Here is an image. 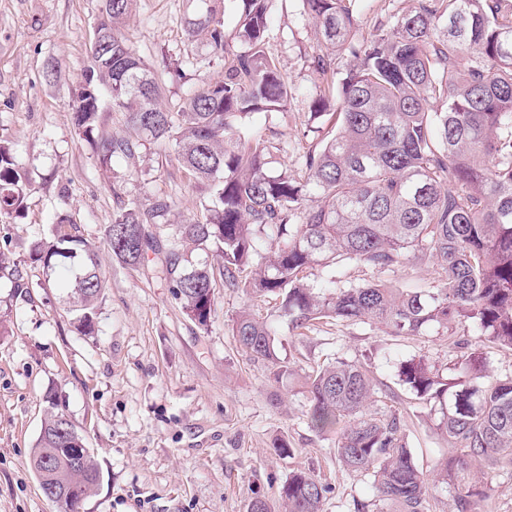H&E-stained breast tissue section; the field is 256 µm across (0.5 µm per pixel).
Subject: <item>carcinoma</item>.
I'll return each instance as SVG.
<instances>
[{"label": "carcinoma", "instance_id": "obj_1", "mask_svg": "<svg viewBox=\"0 0 512 512\" xmlns=\"http://www.w3.org/2000/svg\"><path fill=\"white\" fill-rule=\"evenodd\" d=\"M135 0H105L83 81L73 100L75 125L97 138L102 160L131 157L143 140L174 145L199 192L204 219L174 225L161 243L147 225L171 212L157 199L132 206L107 226L112 255L130 267L152 252L188 316L208 327L215 288L242 291L250 301H279L295 328L334 320L383 327L395 336H442L456 344L460 326L480 344L444 377L426 359L399 363L401 385L436 403L448 457L432 474L420 468L399 415L375 408V383L364 365L343 358L304 376L305 417L319 433H336V458L369 480L373 502L360 512H431L433 488L454 467L512 462V375L492 378L483 346L512 349V0H419V6L358 36L357 0H303L319 28L322 73L336 75L335 58L350 67L316 91L313 117L336 101V132L305 161V176L278 170L279 148L244 129L254 112H285L292 89L265 51L267 0L241 3V48L230 49L224 12L196 0L185 19L192 45L224 62V76L197 87L170 110L152 65L122 33ZM126 116L128 135L99 131L103 97ZM30 183L11 148L0 142V216L21 214ZM273 241L262 250V241ZM212 251L216 265L195 262ZM414 258L435 275L432 288H397L386 276ZM43 268L79 266L72 297L92 327L103 288L96 249L77 227L59 218L52 237L37 244ZM360 263L376 273L364 283L337 278ZM336 278L309 282L313 271ZM232 336L253 359L268 363L269 378L288 381L295 370L275 351L277 327L240 308ZM49 411L30 455L40 488H66L61 512H79L98 485L65 460L41 473V463L68 447V418ZM329 487L294 471L280 489L283 512H322Z\"/></svg>", "mask_w": 512, "mask_h": 512}]
</instances>
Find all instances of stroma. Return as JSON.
Returning a JSON list of instances; mask_svg holds the SVG:
<instances>
[{"mask_svg": "<svg viewBox=\"0 0 512 512\" xmlns=\"http://www.w3.org/2000/svg\"><path fill=\"white\" fill-rule=\"evenodd\" d=\"M413 0H359V35L411 7ZM267 52L295 94L284 112H255L244 126L280 147V169L305 174L304 157L322 138L310 133L312 95L326 78L314 64L321 38L300 0H269ZM102 0H0V139L9 142L33 191L21 217L0 219V249L12 270L0 274V512H59L29 467L44 419L46 391L91 448L101 480L80 512H247L263 496L280 512L289 473L309 471L330 487L322 512H356L368 482L343 470L336 436L307 425L299 377L343 357L370 367L378 406L401 416L414 459L433 472L448 455L434 406L400 385L396 367L423 357L445 368L458 353L437 336H391L347 322L295 329L275 301L255 311L276 321L277 353L296 370L290 384L270 380L236 343L229 318L242 292L217 288L208 329L173 296L159 258L133 268L118 262L104 230L121 209L167 199L181 220L199 219L191 180L174 148L150 141L134 158L100 163L73 121L72 96L88 62ZM188 0H137L124 34L141 55L177 60L158 68L170 107L182 93L222 77L184 37ZM66 216L97 249L104 288L94 330L69 304L75 273L46 274L35 243ZM288 444L289 454L276 452ZM469 512H512V465L471 469Z\"/></svg>", "mask_w": 512, "mask_h": 512, "instance_id": "obj_1", "label": "stroma"}]
</instances>
